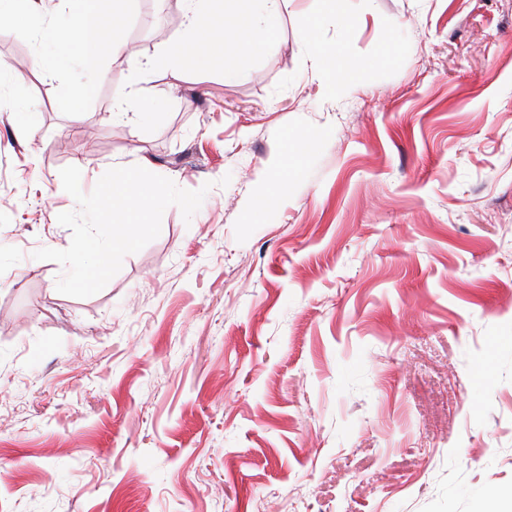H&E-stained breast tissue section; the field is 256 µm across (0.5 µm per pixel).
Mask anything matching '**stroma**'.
Masks as SVG:
<instances>
[{
	"label": "stroma",
	"mask_w": 512,
	"mask_h": 512,
	"mask_svg": "<svg viewBox=\"0 0 512 512\" xmlns=\"http://www.w3.org/2000/svg\"><path fill=\"white\" fill-rule=\"evenodd\" d=\"M125 13L53 79L0 29V512H512V0H282L232 84L169 67L183 0ZM85 159L207 194L75 298L33 254Z\"/></svg>",
	"instance_id": "35a3bbf8"
}]
</instances>
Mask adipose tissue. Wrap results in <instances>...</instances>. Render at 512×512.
<instances>
[{"label": "adipose tissue", "instance_id": "adipose-tissue-1", "mask_svg": "<svg viewBox=\"0 0 512 512\" xmlns=\"http://www.w3.org/2000/svg\"><path fill=\"white\" fill-rule=\"evenodd\" d=\"M185 31L168 55L177 67L197 71L214 69L213 59L200 53V43L218 42L238 52H257L275 37L279 0H184ZM35 0H0V28L26 18L40 43L38 67L48 77L67 73L80 64L98 70L107 59L125 49L117 32L125 25L123 14L111 0H66L69 23L58 28L47 23L34 7Z\"/></svg>", "mask_w": 512, "mask_h": 512}]
</instances>
